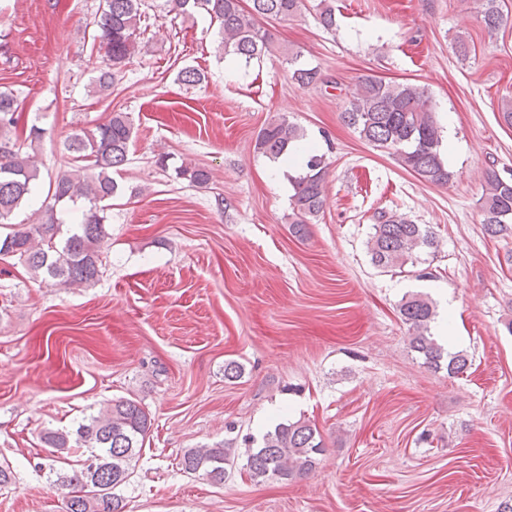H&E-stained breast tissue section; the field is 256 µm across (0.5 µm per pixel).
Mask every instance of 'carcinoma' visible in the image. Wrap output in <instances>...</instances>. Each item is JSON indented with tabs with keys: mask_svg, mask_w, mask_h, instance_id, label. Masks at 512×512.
Instances as JSON below:
<instances>
[{
	"mask_svg": "<svg viewBox=\"0 0 512 512\" xmlns=\"http://www.w3.org/2000/svg\"><path fill=\"white\" fill-rule=\"evenodd\" d=\"M143 0H105L96 21L98 40L105 50L103 66L92 89L112 87L114 71L126 63L137 48L136 36L144 22ZM304 0H251L249 7L240 0H165L168 12L181 16L203 15L218 24V48L222 55L250 62L272 51V38L260 20H282L296 16ZM485 28L494 32L508 24L509 14L500 0H480ZM291 78L300 86L317 84L320 72L300 63V52H284ZM344 123L373 146L395 154L405 169L421 181L443 186L451 180L442 151V136L425 88L409 83L366 77L352 92L349 105L341 113ZM21 119L17 96L0 91V256L17 261L32 277L55 287H89L97 283L103 265L102 255L109 239L108 215L103 202L118 191L112 169L127 161L133 123L125 112H114L93 130L68 136L65 148L69 166L49 178L42 208L51 214L42 224H13L16 209L36 195L40 170L35 154L29 152L41 139L42 128L31 124L24 140H19ZM304 138V132L285 115L269 121L256 138L255 149L276 160ZM326 157L310 154L303 159L302 171L291 177L292 224L297 233L305 231L309 219L324 207ZM176 176L193 185L210 179L201 167L182 164ZM81 209L82 218L67 228L56 222V210ZM485 231L498 236L512 229V179L496 172L486 176L480 198ZM435 233L402 214L381 212L368 241L372 265L382 272L414 263L417 254L437 248ZM399 313L414 331L411 347L429 368H442L458 374L468 366L460 353L445 354L430 336V323L436 312L432 301L409 294L402 298ZM152 422L149 414L130 399L112 401L97 413L84 417L71 430H48L42 442L48 453L35 464L54 476L53 483L68 490L67 512H125V504L113 492L134 472ZM85 452L77 466L64 470L57 464L69 454ZM325 444L317 429L300 419L277 424L267 431L260 446L246 449L251 480H289L306 476L321 461ZM231 462L229 448H191L183 454L182 466L215 484L224 482Z\"/></svg>",
	"mask_w": 512,
	"mask_h": 512,
	"instance_id": "carcinoma-1",
	"label": "carcinoma"
}]
</instances>
